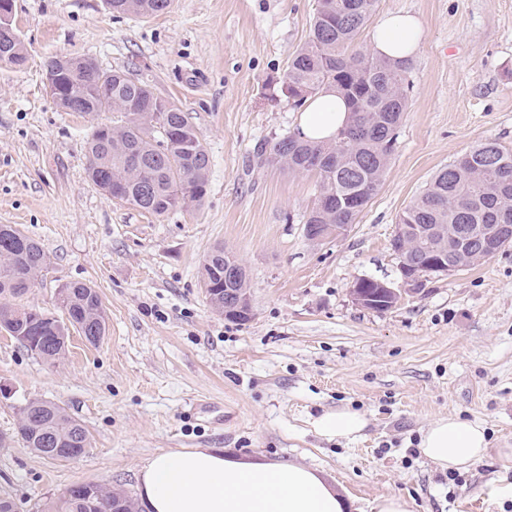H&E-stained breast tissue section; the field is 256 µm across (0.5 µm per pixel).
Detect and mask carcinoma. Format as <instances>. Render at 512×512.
Instances as JSON below:
<instances>
[{"instance_id":"obj_1","label":"carcinoma","mask_w":512,"mask_h":512,"mask_svg":"<svg viewBox=\"0 0 512 512\" xmlns=\"http://www.w3.org/2000/svg\"><path fill=\"white\" fill-rule=\"evenodd\" d=\"M112 10L149 17L165 12L171 0H107ZM377 0H317L308 40L288 60L280 80L284 98L294 106L328 88L347 100L351 121L334 142L315 144L295 133H285L260 156L290 174L313 173L319 194L306 223L341 231L356 220L382 184L393 152L395 133L408 98L405 89L412 60L374 55L360 43L375 14ZM65 93H77L84 108L124 115L120 125L95 126L87 139V174L112 198L148 213L199 202L206 192L209 155L195 128L170 100L145 82L118 70L65 71L60 77ZM399 223L407 232L393 236L391 250L425 270L430 255L448 254V263L462 267L479 264L487 250L485 236L496 224L512 225V151L487 140L472 147L439 170L426 190L403 211ZM239 260L218 247L203 264V282L209 286L213 309L231 307L237 292H250L245 277L224 279V269ZM49 260L41 246L18 232H0V328L27 351L54 363L66 352L69 328L91 345L106 336V315L98 293L86 283L59 289L60 307L67 322L38 306L18 304L35 286ZM368 299L364 308L385 311L397 300L379 294L368 283L358 289ZM16 437L39 456L47 448L43 437H56L57 448L78 458L90 446L86 429L61 406L27 399L18 408ZM41 512H139L125 490L93 482L76 483L47 499Z\"/></svg>"}]
</instances>
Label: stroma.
Returning <instances> with one entry per match:
<instances>
[{
    "label": "stroma",
    "mask_w": 512,
    "mask_h": 512,
    "mask_svg": "<svg viewBox=\"0 0 512 512\" xmlns=\"http://www.w3.org/2000/svg\"><path fill=\"white\" fill-rule=\"evenodd\" d=\"M316 7L172 0L139 17L105 0H14L26 60L0 62V224L50 258L27 303L58 313V289L86 282L108 325L95 346L71 332L56 365L0 331V490L21 512L75 483L136 492L148 459L193 448L317 468L349 512L388 495L409 512H512V246L386 311L350 293L365 277L399 283L389 242L439 169L487 139L512 150V0H378L377 15L423 24L409 106L381 187L347 235L318 243L304 235L317 177L256 159L296 130L299 112L273 101L272 82ZM61 56L133 72L178 105L209 154L200 202L157 216L88 178L86 140L117 115L55 105L46 64ZM219 246L247 270L253 311L241 324L206 298L202 267ZM29 398L86 428L82 457L51 461L14 438ZM344 409L365 415L360 437L317 432L320 415ZM449 414L481 423L490 441L480 462L453 472L419 448Z\"/></svg>",
    "instance_id": "obj_1"
}]
</instances>
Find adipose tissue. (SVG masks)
<instances>
[{
    "label": "adipose tissue",
    "instance_id": "adipose-tissue-1",
    "mask_svg": "<svg viewBox=\"0 0 512 512\" xmlns=\"http://www.w3.org/2000/svg\"><path fill=\"white\" fill-rule=\"evenodd\" d=\"M423 27L416 15L390 13L377 23L371 49L380 57L413 56ZM349 121L335 89L307 99L298 119L302 139L331 141ZM423 455L442 469H464L489 448L484 427L458 415L424 430ZM138 498L146 512H347L346 498L322 473L303 464L244 460L212 448L163 452L139 472Z\"/></svg>",
    "mask_w": 512,
    "mask_h": 512
}]
</instances>
